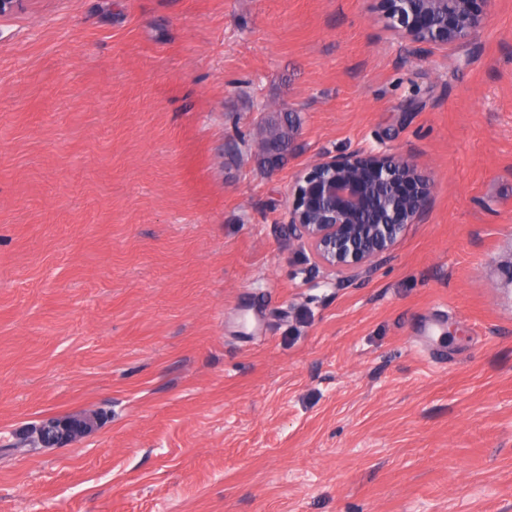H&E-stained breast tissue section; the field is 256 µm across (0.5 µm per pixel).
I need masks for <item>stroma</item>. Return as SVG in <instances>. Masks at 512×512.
<instances>
[{
    "label": "stroma",
    "instance_id": "stroma-1",
    "mask_svg": "<svg viewBox=\"0 0 512 512\" xmlns=\"http://www.w3.org/2000/svg\"><path fill=\"white\" fill-rule=\"evenodd\" d=\"M361 148L435 187L333 287L285 192ZM83 410L0 455V512H512V0L446 51L381 0L0 18V438ZM98 419L92 413L80 412L64 417L43 420L28 431L31 441L38 448H63L94 430Z\"/></svg>",
    "mask_w": 512,
    "mask_h": 512
}]
</instances>
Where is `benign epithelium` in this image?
I'll use <instances>...</instances> for the list:
<instances>
[{
  "mask_svg": "<svg viewBox=\"0 0 512 512\" xmlns=\"http://www.w3.org/2000/svg\"><path fill=\"white\" fill-rule=\"evenodd\" d=\"M390 32L412 45L448 49L483 31L494 0H388ZM434 180L412 156L362 148L325 154L298 171L288 185V229L307 245L314 263L356 284L389 257L406 229L423 222ZM82 412L54 417L28 431L38 448H63L94 430Z\"/></svg>",
  "mask_w": 512,
  "mask_h": 512,
  "instance_id": "1",
  "label": "benign epithelium"
}]
</instances>
